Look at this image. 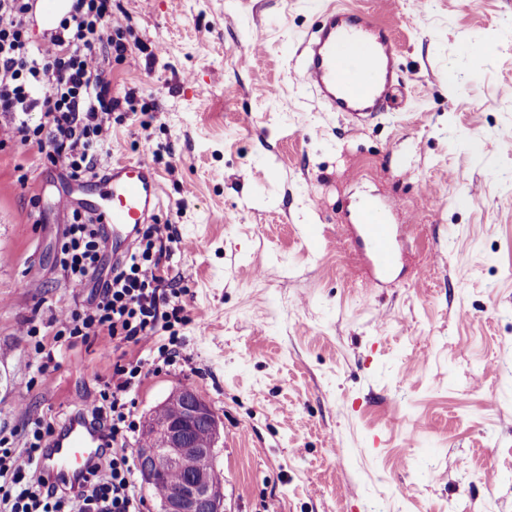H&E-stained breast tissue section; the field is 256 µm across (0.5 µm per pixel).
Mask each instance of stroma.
Instances as JSON below:
<instances>
[{
    "label": "stroma",
    "instance_id": "stroma-1",
    "mask_svg": "<svg viewBox=\"0 0 512 512\" xmlns=\"http://www.w3.org/2000/svg\"><path fill=\"white\" fill-rule=\"evenodd\" d=\"M322 2L116 0L134 51L112 88L137 99L112 115L111 159L152 161L190 290L177 357L142 377L134 413L179 386L203 396L225 512H512V0H346L389 29L403 77L357 131L295 79ZM66 187L37 147H0L9 430L65 420L116 361L79 343L25 386L19 326L92 287L57 261ZM366 199L404 235L379 288L357 240Z\"/></svg>",
    "mask_w": 512,
    "mask_h": 512
}]
</instances>
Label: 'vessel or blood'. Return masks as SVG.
Here are the masks:
<instances>
[{
    "mask_svg": "<svg viewBox=\"0 0 512 512\" xmlns=\"http://www.w3.org/2000/svg\"><path fill=\"white\" fill-rule=\"evenodd\" d=\"M41 24L48 29L70 15V0H35ZM297 54V80L330 112L361 127L365 116L383 111L396 88L397 46L375 19L363 12L333 7L321 10L317 25L303 37ZM84 207L108 233L132 243L141 225L150 223L161 200L162 183L144 160L113 163L106 174L86 182ZM360 240L381 286L397 261V233L380 208L364 202L358 213ZM101 433L89 422L72 419L51 439L41 460L49 477L78 485L101 452Z\"/></svg>",
    "mask_w": 512,
    "mask_h": 512,
    "instance_id": "1",
    "label": "vessel or blood"
}]
</instances>
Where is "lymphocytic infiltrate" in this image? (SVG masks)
Segmentation results:
<instances>
[{
  "instance_id": "obj_1",
  "label": "lymphocytic infiltrate",
  "mask_w": 512,
  "mask_h": 512,
  "mask_svg": "<svg viewBox=\"0 0 512 512\" xmlns=\"http://www.w3.org/2000/svg\"><path fill=\"white\" fill-rule=\"evenodd\" d=\"M33 0H0V146L13 142L46 148V158L72 181L100 174L110 156L109 116L131 105L134 91L116 95L107 60H125L128 16L112 0H72L59 28L34 40ZM40 115L30 124L28 113ZM59 265L71 279L97 280L94 295L75 310L59 309L51 328L28 321L18 335L41 364L63 346L101 341L154 349L151 358L116 364L111 383L88 396L80 409L106 440L77 491L44 476L39 460L57 431L53 419L36 420L22 447L0 432V512H143L136 463L126 439L136 428L132 392L143 374L169 364L175 348L156 345L159 333L189 320L188 288L168 274L170 242L166 224L142 225L127 252L102 265L103 230L86 212L68 211Z\"/></svg>"
}]
</instances>
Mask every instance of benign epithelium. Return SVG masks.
Wrapping results in <instances>:
<instances>
[{
  "mask_svg": "<svg viewBox=\"0 0 512 512\" xmlns=\"http://www.w3.org/2000/svg\"><path fill=\"white\" fill-rule=\"evenodd\" d=\"M221 421L200 393L179 387L148 415L137 448L141 482L150 493L163 468L184 472L179 487L156 498L155 512H224L217 476Z\"/></svg>",
  "mask_w": 512,
  "mask_h": 512,
  "instance_id": "7a95c632",
  "label": "benign epithelium"
}]
</instances>
